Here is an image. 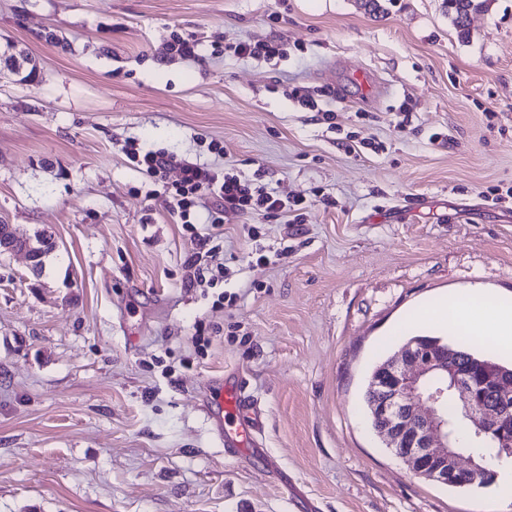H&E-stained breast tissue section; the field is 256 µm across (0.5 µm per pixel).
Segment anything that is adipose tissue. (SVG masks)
<instances>
[{"mask_svg":"<svg viewBox=\"0 0 512 512\" xmlns=\"http://www.w3.org/2000/svg\"><path fill=\"white\" fill-rule=\"evenodd\" d=\"M427 316L456 333L481 338L493 350L512 354V303L488 301L476 288L429 310Z\"/></svg>","mask_w":512,"mask_h":512,"instance_id":"adipose-tissue-1","label":"adipose tissue"}]
</instances>
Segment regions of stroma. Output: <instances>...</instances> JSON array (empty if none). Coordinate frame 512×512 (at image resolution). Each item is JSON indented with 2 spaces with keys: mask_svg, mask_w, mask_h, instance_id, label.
<instances>
[{
  "mask_svg": "<svg viewBox=\"0 0 512 512\" xmlns=\"http://www.w3.org/2000/svg\"><path fill=\"white\" fill-rule=\"evenodd\" d=\"M378 2L0 0V54L36 64L0 73V224L58 243L39 275L0 256V512H512L412 474L364 404L420 308L512 299V197L491 195L512 186V0L464 37L444 0ZM176 31L198 61L168 53ZM131 141L243 172L301 221L190 229ZM208 233L227 273L187 287ZM239 374L264 427L229 456L208 388ZM283 41L242 42L235 45L234 54L242 58L271 59L283 55Z\"/></svg>",
  "mask_w": 512,
  "mask_h": 512,
  "instance_id": "1",
  "label": "stroma"
}]
</instances>
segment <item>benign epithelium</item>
Instances as JSON below:
<instances>
[{
    "mask_svg": "<svg viewBox=\"0 0 512 512\" xmlns=\"http://www.w3.org/2000/svg\"><path fill=\"white\" fill-rule=\"evenodd\" d=\"M43 248L9 224L0 225V255L22 252L30 267ZM374 426L390 451L417 476L463 487L496 480L494 466L481 463L458 441L444 413L448 397L458 400L475 437L500 448L512 446V374L492 363L479 378L453 351L436 346L422 351L404 346L372 384Z\"/></svg>",
    "mask_w": 512,
    "mask_h": 512,
    "instance_id": "obj_1",
    "label": "benign epithelium"
}]
</instances>
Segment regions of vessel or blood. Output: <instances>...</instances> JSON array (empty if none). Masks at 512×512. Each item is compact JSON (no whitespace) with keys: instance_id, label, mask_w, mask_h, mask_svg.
<instances>
[{"instance_id":"obj_1","label":"vessel or blood","mask_w":512,"mask_h":512,"mask_svg":"<svg viewBox=\"0 0 512 512\" xmlns=\"http://www.w3.org/2000/svg\"><path fill=\"white\" fill-rule=\"evenodd\" d=\"M246 389L245 379L240 378L219 389L215 396L224 420V451L229 455L245 453L259 444L263 418Z\"/></svg>"}]
</instances>
